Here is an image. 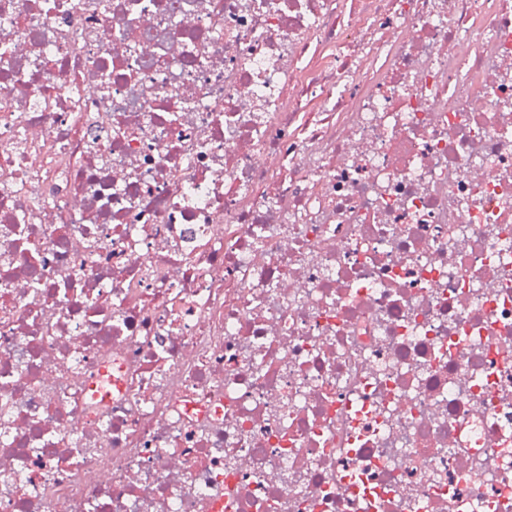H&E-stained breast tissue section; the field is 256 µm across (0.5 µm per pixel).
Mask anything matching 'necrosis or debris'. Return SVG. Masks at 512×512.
I'll return each mask as SVG.
<instances>
[{
    "label": "necrosis or debris",
    "mask_w": 512,
    "mask_h": 512,
    "mask_svg": "<svg viewBox=\"0 0 512 512\" xmlns=\"http://www.w3.org/2000/svg\"><path fill=\"white\" fill-rule=\"evenodd\" d=\"M0 512H512V0H0Z\"/></svg>",
    "instance_id": "4bbe7bcc"
}]
</instances>
